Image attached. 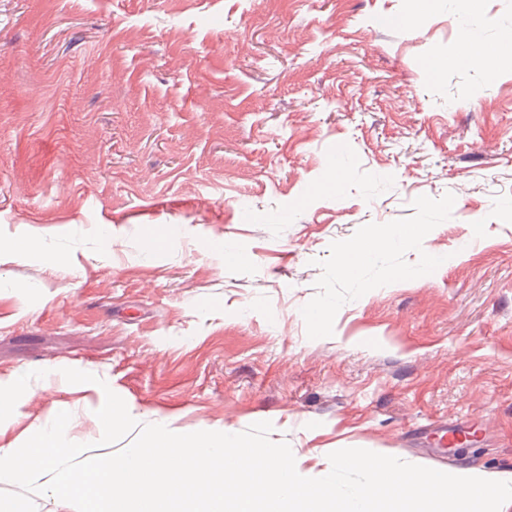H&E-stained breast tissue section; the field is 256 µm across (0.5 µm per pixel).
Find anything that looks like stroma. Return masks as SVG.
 Here are the masks:
<instances>
[{"mask_svg":"<svg viewBox=\"0 0 512 512\" xmlns=\"http://www.w3.org/2000/svg\"><path fill=\"white\" fill-rule=\"evenodd\" d=\"M510 32L512 0H0V446L66 411L116 452L110 390L178 433L271 422L312 475L512 474V60L421 72ZM385 242L384 237H377L368 246L352 245L345 250L344 268L347 271L355 270L373 250Z\"/></svg>","mask_w":512,"mask_h":512,"instance_id":"1","label":"stroma"}]
</instances>
